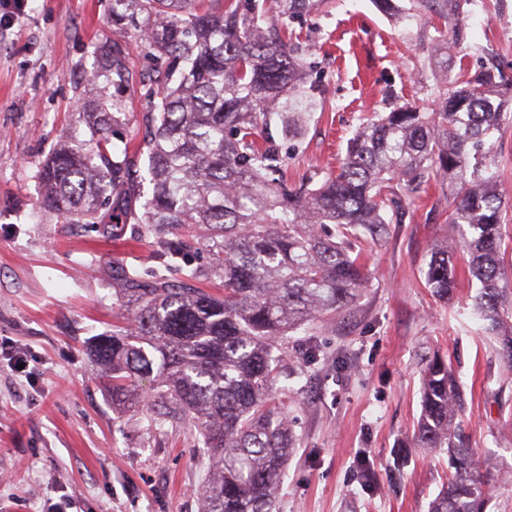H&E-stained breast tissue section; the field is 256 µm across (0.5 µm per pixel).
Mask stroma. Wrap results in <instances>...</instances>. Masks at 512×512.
<instances>
[{
	"mask_svg": "<svg viewBox=\"0 0 512 512\" xmlns=\"http://www.w3.org/2000/svg\"><path fill=\"white\" fill-rule=\"evenodd\" d=\"M394 22L373 0H319L291 23L324 90L301 131L287 178L334 171L363 116L404 103L437 108L433 39L450 40L449 79L502 71L512 80V0H461L456 23L442 0H399ZM112 0H0V512H200L208 456L186 419L155 426L148 407L113 410L86 345L111 330L119 308L112 263L150 270L148 237L103 238L44 212L37 174L55 144L89 131L77 107L96 46L112 37ZM123 136H145L157 90L148 59L131 52ZM452 189L430 186L385 240L359 239L370 274L356 303L280 341L314 359L280 380L294 448L275 512H429L448 477L446 454L418 448L422 377L439 355L465 400L460 417L478 456L512 464V368L473 311L477 285L456 255L452 301L425 273L435 244L455 234Z\"/></svg>",
	"mask_w": 512,
	"mask_h": 512,
	"instance_id": "stroma-1",
	"label": "stroma"
}]
</instances>
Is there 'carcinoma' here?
<instances>
[{
	"label": "carcinoma",
	"mask_w": 512,
	"mask_h": 512,
	"mask_svg": "<svg viewBox=\"0 0 512 512\" xmlns=\"http://www.w3.org/2000/svg\"><path fill=\"white\" fill-rule=\"evenodd\" d=\"M298 20L317 0H278ZM137 30L135 44L163 79L142 114L140 150L115 152L109 134L125 110L129 48L97 47L89 81L112 111L82 103L90 138L57 145L38 175L42 208L105 238L126 230L162 236L161 266L149 273L112 262L127 324L90 339L87 351L112 392V407L146 404L152 422L196 420L211 461L198 489L202 512H274L293 448L288 417L272 405L288 377L279 338L350 306L368 273L354 240L379 242L402 223L429 183L455 189L448 223L457 236L435 248L426 272L434 295L455 288L448 255L468 253L479 283L474 307L512 366V289L503 264L508 204L495 170L494 134L512 94L488 71L454 86L448 42L433 44L440 107L406 103L366 118L338 170L317 183L290 184L293 154L263 130L279 123L301 134L318 85L303 50L270 24L261 0H112V26ZM209 261L191 266V225ZM222 283V292L199 287ZM419 448L445 451L448 482L430 512H486L488 481L467 447L456 379L442 358L424 371Z\"/></svg>",
	"instance_id": "obj_1"
}]
</instances>
